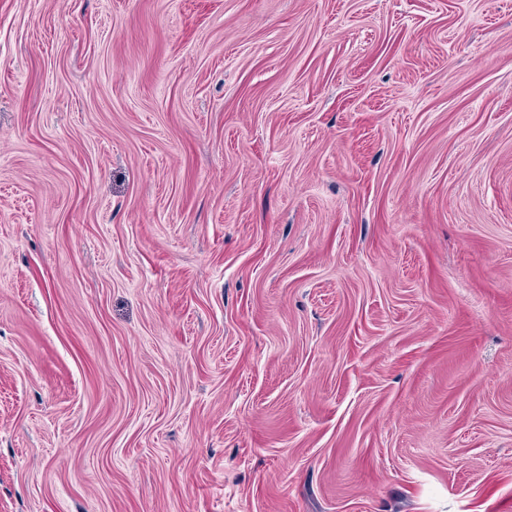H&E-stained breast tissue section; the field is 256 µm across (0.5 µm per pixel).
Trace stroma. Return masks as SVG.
<instances>
[{
    "mask_svg": "<svg viewBox=\"0 0 512 512\" xmlns=\"http://www.w3.org/2000/svg\"><path fill=\"white\" fill-rule=\"evenodd\" d=\"M0 512H512V0H0Z\"/></svg>",
    "mask_w": 512,
    "mask_h": 512,
    "instance_id": "1",
    "label": "stroma"
}]
</instances>
